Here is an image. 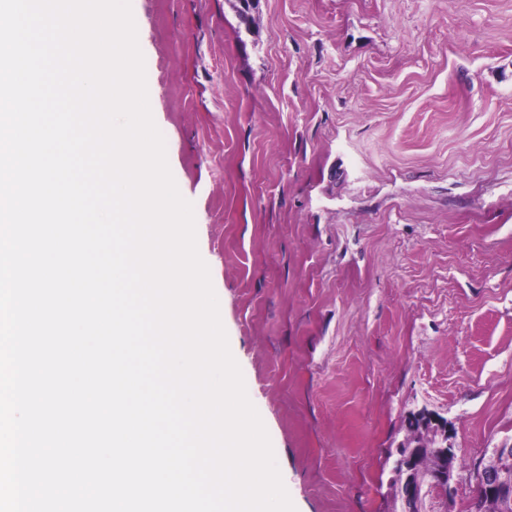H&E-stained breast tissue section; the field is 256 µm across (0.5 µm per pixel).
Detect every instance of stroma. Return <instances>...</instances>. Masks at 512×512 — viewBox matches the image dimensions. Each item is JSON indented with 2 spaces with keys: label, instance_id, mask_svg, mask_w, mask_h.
Here are the masks:
<instances>
[{
  "label": "stroma",
  "instance_id": "stroma-1",
  "mask_svg": "<svg viewBox=\"0 0 512 512\" xmlns=\"http://www.w3.org/2000/svg\"><path fill=\"white\" fill-rule=\"evenodd\" d=\"M154 122L296 512H398L425 409L512 444V0H131Z\"/></svg>",
  "mask_w": 512,
  "mask_h": 512
}]
</instances>
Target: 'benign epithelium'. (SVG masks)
<instances>
[{
  "instance_id": "benign-epithelium-1",
  "label": "benign epithelium",
  "mask_w": 512,
  "mask_h": 512,
  "mask_svg": "<svg viewBox=\"0 0 512 512\" xmlns=\"http://www.w3.org/2000/svg\"><path fill=\"white\" fill-rule=\"evenodd\" d=\"M418 428L401 444L396 461L402 512L420 509L422 489L430 484L445 500H453L459 480L456 448L448 444V421L429 412L416 413ZM492 463L482 472L483 496L512 504V444L491 450Z\"/></svg>"
}]
</instances>
